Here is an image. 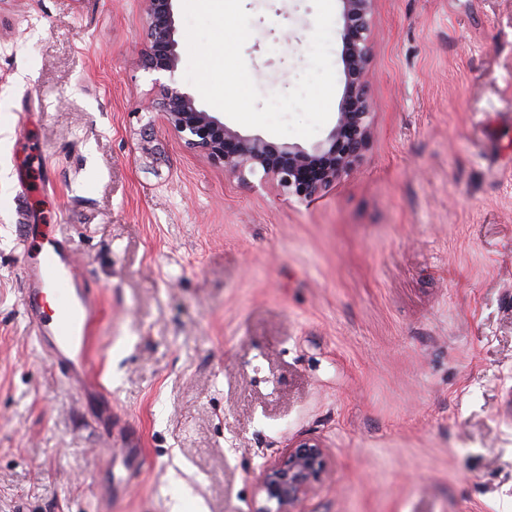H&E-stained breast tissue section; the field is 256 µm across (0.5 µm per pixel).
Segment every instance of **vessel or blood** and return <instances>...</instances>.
I'll use <instances>...</instances> for the list:
<instances>
[{"label": "vessel or blood", "mask_w": 512, "mask_h": 512, "mask_svg": "<svg viewBox=\"0 0 512 512\" xmlns=\"http://www.w3.org/2000/svg\"><path fill=\"white\" fill-rule=\"evenodd\" d=\"M20 245L25 256L23 307L34 338L69 384L85 393L95 374L90 349L101 304L82 284L67 240L26 236Z\"/></svg>", "instance_id": "vessel-or-blood-1"}]
</instances>
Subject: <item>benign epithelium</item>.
Listing matches in <instances>:
<instances>
[{
    "instance_id": "1",
    "label": "benign epithelium",
    "mask_w": 512,
    "mask_h": 512,
    "mask_svg": "<svg viewBox=\"0 0 512 512\" xmlns=\"http://www.w3.org/2000/svg\"><path fill=\"white\" fill-rule=\"evenodd\" d=\"M345 91L327 138L308 148L275 146L259 134H242L201 108L174 81L178 66L173 0H150L144 66L168 76L156 105L185 145L203 152L224 172L246 179L261 175L280 191L306 200L323 192L352 170L371 137L372 99L369 64L375 0H340ZM329 470L325 449L303 441L290 444L263 468L254 512H296V506Z\"/></svg>"
}]
</instances>
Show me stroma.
I'll list each match as a JSON object with an SVG mask.
<instances>
[{
	"label": "stroma",
	"mask_w": 512,
	"mask_h": 512,
	"mask_svg": "<svg viewBox=\"0 0 512 512\" xmlns=\"http://www.w3.org/2000/svg\"><path fill=\"white\" fill-rule=\"evenodd\" d=\"M242 3L261 97L291 90L312 0ZM147 11L0 0V512L106 483L111 512H253L304 440L330 475L299 512H512V0H377L371 138L307 200L184 144ZM27 224L99 293L111 432L27 324Z\"/></svg>",
	"instance_id": "1"
}]
</instances>
